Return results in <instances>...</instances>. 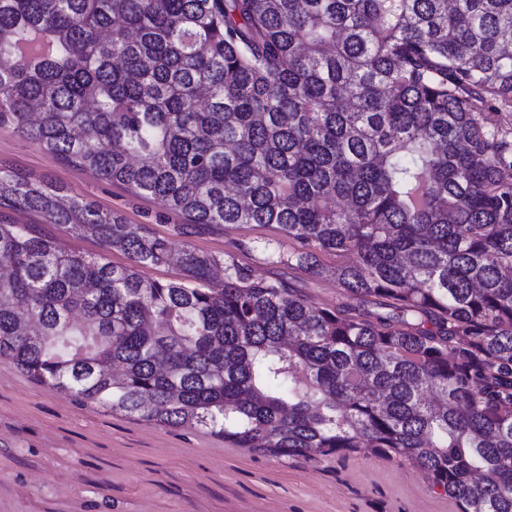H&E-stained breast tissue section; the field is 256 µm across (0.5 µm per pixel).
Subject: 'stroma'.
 <instances>
[{
	"instance_id": "obj_1",
	"label": "stroma",
	"mask_w": 512,
	"mask_h": 512,
	"mask_svg": "<svg viewBox=\"0 0 512 512\" xmlns=\"http://www.w3.org/2000/svg\"><path fill=\"white\" fill-rule=\"evenodd\" d=\"M0 166L57 184L95 202L136 232L173 248L191 246L247 267L253 277L292 280L314 302L343 299L334 279L312 278L266 260L287 251L273 225L188 223L162 202L133 195L91 172L63 165L23 134L0 128ZM35 224L65 250L129 265L97 238L43 223L38 214L0 212ZM0 512H459L413 464L381 454L317 461L238 448L205 431L173 428L76 400L0 361Z\"/></svg>"
}]
</instances>
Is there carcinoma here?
I'll return each instance as SVG.
<instances>
[{
	"label": "carcinoma",
	"mask_w": 512,
	"mask_h": 512,
	"mask_svg": "<svg viewBox=\"0 0 512 512\" xmlns=\"http://www.w3.org/2000/svg\"><path fill=\"white\" fill-rule=\"evenodd\" d=\"M0 126L191 224L274 225L271 262L346 294L1 167L0 205L131 259L0 222L1 360L258 453L406 459L461 512H512V0H0ZM173 256L181 282L138 272ZM1 211L3 219L11 224H35L42 233L54 238L65 250L90 256L104 254L107 260L115 266H127L131 262L128 255L121 250L105 251L98 239L93 236L75 235L67 226L60 224H42L41 217L36 213L0 209V214Z\"/></svg>",
	"instance_id": "cac0c4a2"
}]
</instances>
